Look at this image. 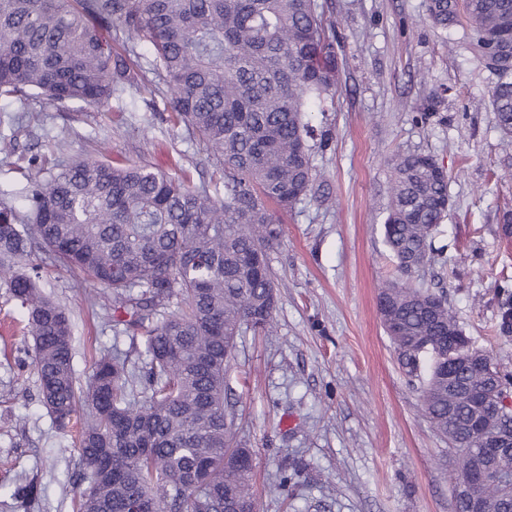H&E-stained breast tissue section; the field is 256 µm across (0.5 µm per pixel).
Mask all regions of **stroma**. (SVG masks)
Returning <instances> with one entry per match:
<instances>
[{
    "instance_id": "1",
    "label": "stroma",
    "mask_w": 512,
    "mask_h": 512,
    "mask_svg": "<svg viewBox=\"0 0 512 512\" xmlns=\"http://www.w3.org/2000/svg\"><path fill=\"white\" fill-rule=\"evenodd\" d=\"M335 24L338 90L314 156L327 201L304 198L277 212L281 244L270 254L277 307L269 333L242 330L226 379L239 437L254 454L253 489L263 512H455L448 444L421 406L381 325L378 297L395 278L384 240L392 170L401 153L433 155L448 174L450 206L434 238L444 262L409 278L447 294L475 347L512 371V341L495 337L498 290L512 285V141L490 104L489 74L464 44L427 17L426 0H318ZM144 75L92 109L30 95L0 100V199L18 201L29 161L51 179L71 159L142 161L170 176L212 185L216 159L174 120L170 96L146 47ZM45 294L73 322V364L86 385L113 342L93 291L33 253ZM72 438L40 402L32 353L21 332L0 334V512H73L82 486ZM285 490H275L282 476ZM36 484L28 504L16 487Z\"/></svg>"
}]
</instances>
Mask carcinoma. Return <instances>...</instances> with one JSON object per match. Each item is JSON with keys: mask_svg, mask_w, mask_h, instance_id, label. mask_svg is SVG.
<instances>
[{"mask_svg": "<svg viewBox=\"0 0 512 512\" xmlns=\"http://www.w3.org/2000/svg\"><path fill=\"white\" fill-rule=\"evenodd\" d=\"M317 0H0V98L41 94L98 108L139 74L101 30L120 25L152 52L175 119L218 160L224 197L139 163L89 158L50 181L27 175L22 203L0 204V288L25 318L40 401L57 429H77L88 483L77 512H260L250 449L224 379L242 325L273 327L269 254L282 238L270 206L286 209L316 182L312 106L335 104L332 26ZM431 21L466 30L468 48L494 63L492 112L512 138V0H428ZM385 242L400 276L434 260L448 211V174L429 154L390 159ZM40 246L95 287L117 349L92 365L86 388L73 367L72 320L45 296L23 261ZM378 309L405 371L426 369L422 408L452 451V493L476 488L491 512H512V447L484 453L490 435H512V372L473 346L448 300L397 280ZM495 336L512 338V292L502 291ZM486 391L477 411L468 393Z\"/></svg>", "mask_w": 512, "mask_h": 512, "instance_id": "1", "label": "carcinoma"}]
</instances>
